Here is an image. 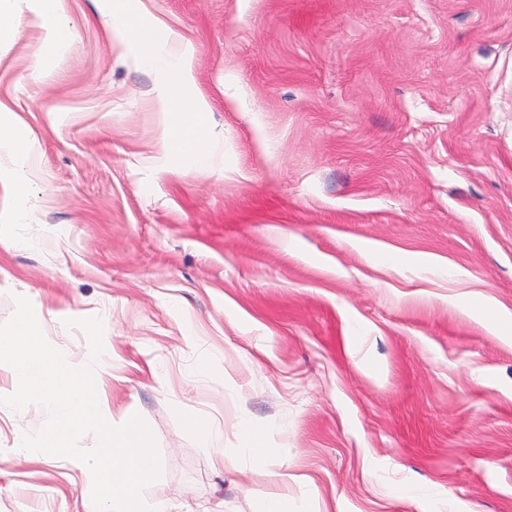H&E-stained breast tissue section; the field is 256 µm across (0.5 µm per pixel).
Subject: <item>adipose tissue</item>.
Masks as SVG:
<instances>
[{"instance_id": "1", "label": "adipose tissue", "mask_w": 512, "mask_h": 512, "mask_svg": "<svg viewBox=\"0 0 512 512\" xmlns=\"http://www.w3.org/2000/svg\"><path fill=\"white\" fill-rule=\"evenodd\" d=\"M103 12L123 38L133 42L141 61L152 65L158 60L163 46L176 40V33L164 23L153 22L142 26L131 15L129 0H101ZM191 69L189 52L169 56L166 70L170 75L171 89L161 100L162 108L169 111V135L172 145L195 155L200 164H208L209 151L195 138L187 119L188 114L205 111L206 105L200 99L181 98L180 89Z\"/></svg>"}]
</instances>
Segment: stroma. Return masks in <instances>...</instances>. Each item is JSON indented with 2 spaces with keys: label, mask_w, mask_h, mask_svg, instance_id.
Segmentation results:
<instances>
[{
  "label": "stroma",
  "mask_w": 512,
  "mask_h": 512,
  "mask_svg": "<svg viewBox=\"0 0 512 512\" xmlns=\"http://www.w3.org/2000/svg\"><path fill=\"white\" fill-rule=\"evenodd\" d=\"M64 8L53 54L30 0L0 18V104L34 142L0 144L30 212L0 185V323L24 296L80 363L64 321L102 319L106 415L160 456L143 496L512 512V0H130L193 55L205 168L171 148L167 74L98 0ZM47 417L0 406V512L86 510L84 464L20 447ZM245 423L279 456L242 457Z\"/></svg>",
  "instance_id": "obj_1"
}]
</instances>
